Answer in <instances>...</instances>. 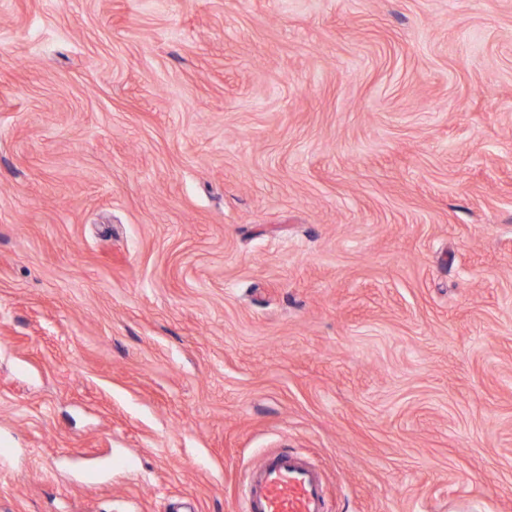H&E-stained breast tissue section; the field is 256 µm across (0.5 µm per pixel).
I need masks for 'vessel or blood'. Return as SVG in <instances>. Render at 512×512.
Listing matches in <instances>:
<instances>
[{"label": "vessel or blood", "mask_w": 512, "mask_h": 512, "mask_svg": "<svg viewBox=\"0 0 512 512\" xmlns=\"http://www.w3.org/2000/svg\"><path fill=\"white\" fill-rule=\"evenodd\" d=\"M239 512H326L323 477L304 456H265L250 475Z\"/></svg>", "instance_id": "b4317fda"}]
</instances>
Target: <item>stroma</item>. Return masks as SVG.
Here are the masks:
<instances>
[{"mask_svg":"<svg viewBox=\"0 0 512 512\" xmlns=\"http://www.w3.org/2000/svg\"><path fill=\"white\" fill-rule=\"evenodd\" d=\"M512 512V0H0V512ZM239 512H327L324 480L306 457L268 455L253 468Z\"/></svg>","mask_w":512,"mask_h":512,"instance_id":"1","label":"stroma"}]
</instances>
